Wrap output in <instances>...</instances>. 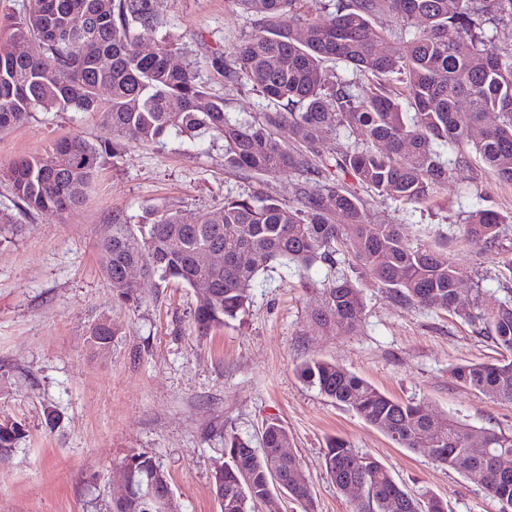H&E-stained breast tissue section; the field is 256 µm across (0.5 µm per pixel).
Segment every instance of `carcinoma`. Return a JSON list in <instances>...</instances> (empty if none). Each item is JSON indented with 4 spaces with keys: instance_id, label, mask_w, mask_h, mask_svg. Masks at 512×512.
Instances as JSON below:
<instances>
[{
    "instance_id": "carcinoma-1",
    "label": "carcinoma",
    "mask_w": 512,
    "mask_h": 512,
    "mask_svg": "<svg viewBox=\"0 0 512 512\" xmlns=\"http://www.w3.org/2000/svg\"><path fill=\"white\" fill-rule=\"evenodd\" d=\"M257 16L252 32L222 60L224 80L251 84L277 107L252 119H232L224 99L212 97L189 65H175L168 46L142 54L144 37L161 24L153 0H30L19 17L0 21V130L39 110L95 114L112 131V140L60 138L45 154L24 157L3 172L18 203L29 212L67 213L86 199L106 158L117 159L128 142L159 143L172 132L224 140V166L274 176L293 170L305 177L297 204L269 196L224 199V205L186 223L176 209L159 212L149 224L112 218L97 241L104 275L123 280V301L136 303L138 279L176 280L205 288L193 322L199 335L224 327L246 310L250 291L271 263L293 264L301 277L325 271L322 316L354 329L363 314L362 280L387 291L401 305L452 311L457 270L447 243L411 244L398 224H371L363 200L345 182L349 177L386 199L425 201L447 182L450 166L474 152L497 179L512 185V51L489 44L480 16L512 18V0H336L327 15L306 18V0H235ZM390 14L406 36L396 55L379 53L386 31L375 20ZM25 43L29 53L18 55ZM51 58L48 67L44 58ZM107 64H99L100 59ZM343 61L368 77L357 88L345 80L325 91L324 64ZM401 83L414 109L403 112L392 85ZM466 100L465 110L459 109ZM498 121L485 124L486 114ZM288 127L294 140L278 130ZM344 127L359 132L362 145L349 144L326 156L320 140ZM344 217L338 224L334 216ZM500 215L476 208L463 239L482 253L500 256L498 279L512 281V247L503 246ZM218 251L223 260L203 267L196 256ZM248 253L251 260L239 261ZM476 319L493 344L512 355V295ZM116 328L96 323L93 347L106 351ZM453 375L474 392L512 404V358L495 363H460ZM299 378L321 395L358 415L394 444L425 453L481 486L512 512V432L476 428L435 414L422 402L391 398L367 380L327 359L310 358ZM23 437L18 422L0 423V454ZM262 448L235 435L224 436V484L220 512H253L267 502L272 474L288 479L291 498L309 504L310 485L297 455L283 457L288 430L265 425ZM479 441L485 454H471ZM134 490L111 512H157L146 508L158 494L156 476L163 466L146 453H132ZM324 466L336 489L357 484L364 492L354 512H447L429 495H410L375 457L360 454L342 438L326 444Z\"/></svg>"
}]
</instances>
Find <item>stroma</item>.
Returning a JSON list of instances; mask_svg holds the SVG:
<instances>
[{
    "instance_id": "obj_1",
    "label": "stroma",
    "mask_w": 512,
    "mask_h": 512,
    "mask_svg": "<svg viewBox=\"0 0 512 512\" xmlns=\"http://www.w3.org/2000/svg\"><path fill=\"white\" fill-rule=\"evenodd\" d=\"M155 8L163 25L142 50L178 45L174 62L193 67L232 118L265 111L261 93L225 82L214 64L250 33L253 15L235 0H155ZM65 136L93 141L111 133L91 114L43 109L0 131V169ZM301 181L294 171L268 177L225 168L223 140L184 135L126 144L100 168L85 204L67 214L26 212L0 180V214L11 218L0 226V422L25 429L0 460V512H108L121 493L113 472L134 452L159 459L180 512H219L212 476L224 462L225 434L256 444L272 421L287 428L312 492L308 505L281 498L280 512H353L357 494L338 492L324 468L334 436L383 462L411 495L439 496L448 512H499L479 486L397 447L297 375L306 359L333 360L393 398L426 402L439 417L512 431V404L467 389L451 372L500 357L471 320L506 294L497 263L457 233L480 206L508 218L512 240V185L477 157L453 167L424 202L359 191L370 223L401 225L415 244L448 238L459 277L450 313L402 306L368 286L361 325L345 330L318 320L321 288L275 262L260 274L246 311L202 337L190 288L151 278L138 290L139 304L128 307L101 271L96 242L113 215L147 224L175 208L193 222L242 195L295 201ZM103 319L117 333L101 353L89 334Z\"/></svg>"
}]
</instances>
